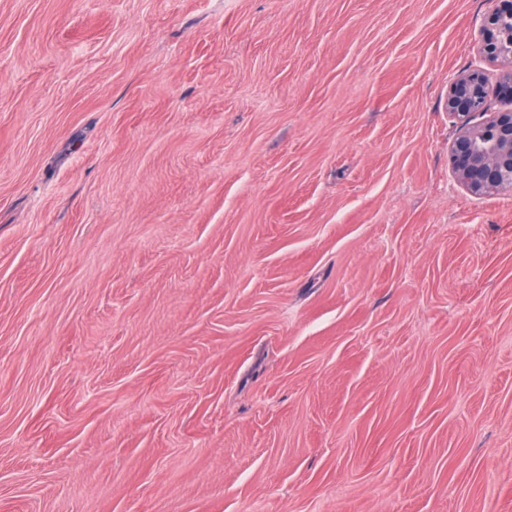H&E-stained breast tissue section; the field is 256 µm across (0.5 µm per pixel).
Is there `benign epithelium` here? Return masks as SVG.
I'll return each instance as SVG.
<instances>
[{"instance_id":"obj_1","label":"benign epithelium","mask_w":512,"mask_h":512,"mask_svg":"<svg viewBox=\"0 0 512 512\" xmlns=\"http://www.w3.org/2000/svg\"><path fill=\"white\" fill-rule=\"evenodd\" d=\"M512 20V0L488 12L478 28L477 49L497 67L495 87L502 101L512 105V53L504 55V20ZM489 75L481 67L456 76L448 86V115L462 121L448 147V168L456 181L474 195L512 191V108L489 111ZM489 115L471 123L476 115Z\"/></svg>"}]
</instances>
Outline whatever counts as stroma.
Returning a JSON list of instances; mask_svg holds the SVG:
<instances>
[{"instance_id": "1", "label": "stroma", "mask_w": 512, "mask_h": 512, "mask_svg": "<svg viewBox=\"0 0 512 512\" xmlns=\"http://www.w3.org/2000/svg\"><path fill=\"white\" fill-rule=\"evenodd\" d=\"M494 6L0 0V512H512ZM489 85L488 73L476 67L450 82L446 98L448 115L462 121L448 147V168L474 195L512 191V108L471 124L489 111Z\"/></svg>"}]
</instances>
